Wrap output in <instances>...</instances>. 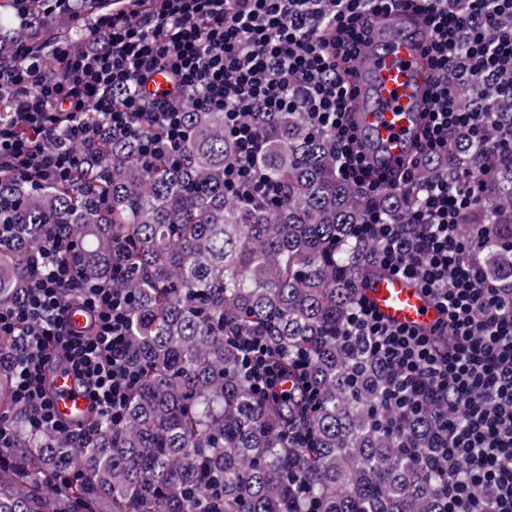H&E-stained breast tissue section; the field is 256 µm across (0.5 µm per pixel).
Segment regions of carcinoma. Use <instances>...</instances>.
I'll return each mask as SVG.
<instances>
[{"label":"carcinoma","mask_w":512,"mask_h":512,"mask_svg":"<svg viewBox=\"0 0 512 512\" xmlns=\"http://www.w3.org/2000/svg\"><path fill=\"white\" fill-rule=\"evenodd\" d=\"M26 0L25 17L0 25V58L39 55L78 43L108 0ZM460 107L487 112L483 133L448 137V160L426 159L419 179L470 181L478 204L463 233L486 226L480 266L512 287V154L490 141L512 136V72L471 80L457 70ZM187 138L174 155L144 158L133 140L108 131L79 149L78 182L33 188L0 179L23 241L0 250V305L19 303L46 236L76 244L67 258L92 280L110 276L112 241L132 266L112 283L131 293L130 350L139 370L122 421L96 415L89 443L57 432L31 435L11 393L13 351L0 338V414L19 433L0 447V512H293L290 481L317 512H448V468L426 467L407 442L424 437L423 417L384 427L382 378L361 337L342 336L361 286L381 268L376 245L355 225L371 209L406 219L416 194L391 189L370 199L337 174L332 137L306 113L260 112V165L278 200L255 207L227 195L224 166L236 153L224 113H186ZM263 336L287 373L299 350L311 359L319 397L308 412L315 442L290 448L280 433L291 399L252 392L240 374L236 332ZM72 471L80 476L62 479Z\"/></svg>","instance_id":"carcinoma-1"}]
</instances>
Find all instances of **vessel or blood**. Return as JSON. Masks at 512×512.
Here are the masks:
<instances>
[{
  "label": "vessel or blood",
  "mask_w": 512,
  "mask_h": 512,
  "mask_svg": "<svg viewBox=\"0 0 512 512\" xmlns=\"http://www.w3.org/2000/svg\"><path fill=\"white\" fill-rule=\"evenodd\" d=\"M359 61L353 120L365 152L378 165L399 169L412 155L418 114L433 73L424 55L429 29L422 17L393 9L368 31ZM361 298L382 322L430 334L443 315L434 299L409 277L385 273L362 288ZM58 416L73 424L92 411V402L65 368L51 378Z\"/></svg>",
  "instance_id": "obj_1"
}]
</instances>
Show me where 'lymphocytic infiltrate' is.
<instances>
[{"instance_id":"1","label":"lymphocytic infiltrate","mask_w":512,"mask_h":512,"mask_svg":"<svg viewBox=\"0 0 512 512\" xmlns=\"http://www.w3.org/2000/svg\"><path fill=\"white\" fill-rule=\"evenodd\" d=\"M80 43L59 50L54 71L39 60L0 63V90L18 106L0 117V178L33 186L76 180V145H96L104 128L126 133L144 152L163 155L183 141L187 108L219 111L237 144L224 168L232 196L264 206L278 190L258 165L259 112L304 106L311 124L336 144L338 175L365 196L414 190L418 207L401 224L370 213L360 235L378 246V264L416 279L446 312L425 336L381 322L356 301L346 334L366 337L385 381L380 403L399 419L430 411L438 422L424 462L448 467V512H512V289L485 283L477 241L458 226L473 189L440 179L420 182L424 158H443L448 136L485 119L460 111L449 69L491 75L512 66V0H117ZM405 6L430 28L434 82L426 98L423 139L399 173L369 164L351 116L353 80L364 33L383 11ZM167 90L147 93L157 72ZM67 129L72 145L55 144ZM72 240L48 236L20 305L0 306V336L17 351L12 393L27 411L30 433L61 432L76 442L87 427L54 413L49 374L66 362L95 410L120 422L135 383L128 363L131 296L111 280L85 283L71 262ZM87 313L84 330L68 321ZM240 371L251 390L269 394L285 376L265 340L241 334Z\"/></svg>"}]
</instances>
